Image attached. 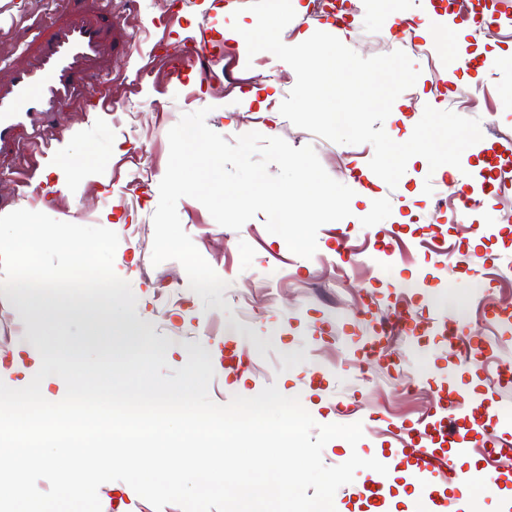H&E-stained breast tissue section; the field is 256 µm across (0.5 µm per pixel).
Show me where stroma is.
Returning <instances> with one entry per match:
<instances>
[{
  "label": "stroma",
  "instance_id": "stroma-1",
  "mask_svg": "<svg viewBox=\"0 0 512 512\" xmlns=\"http://www.w3.org/2000/svg\"><path fill=\"white\" fill-rule=\"evenodd\" d=\"M180 11L169 0H110L113 52L101 79L111 86L107 110L94 108L87 88H77L57 116L59 141L47 159L35 154L27 132L0 148V215L18 209L35 210L20 173L35 171L37 180L56 187L52 204L40 207L58 221H73L77 210L88 213V225L114 231L119 244L116 274L129 282L137 298L134 313L118 312L111 327L95 328L84 311L54 314L74 347L98 354L107 346L127 347L121 330L135 324L140 336H153L167 347V362L178 368L188 352L210 354L215 375L210 398L219 404L233 396L252 397L276 385L289 397H299L315 422L363 423L357 445L336 438L322 452L326 465L345 463L351 455L370 459L383 450L389 421L416 425L427 415L430 396L464 386L469 396L492 401L500 412L495 429L512 433V387L495 383L490 367L469 365L457 372L448 339L435 330L448 320L447 305L463 303L456 325L463 335L490 337L497 364L512 363V187L498 188L493 205L465 211L456 222L437 211L435 203L446 187L445 175L470 182L480 192L474 172L480 160L501 146H512V0H504L495 40L474 41L449 29L451 41L465 50L449 62L448 49L436 42L434 29H417L426 49L411 53L419 77L394 102L383 123L397 142L410 138L425 106L450 110L481 121L482 138L468 147L457 168L430 170L424 157H412L396 188L373 177L371 144H337L294 126L280 112L296 83L294 70L272 53L248 55L241 29L255 27L246 11L248 0H180ZM341 41L359 55L371 57L402 49L401 36L387 33L378 0H353ZM67 0H0V82L8 67L33 53L48 35L45 17L68 19ZM167 18L168 28L155 27ZM224 43L212 57L207 83L197 78H171L153 48L164 42L195 37L200 29ZM443 83L431 92L433 72ZM207 109L209 128L234 141L256 131L280 137L293 147L312 146L326 172L353 188L349 217L329 222L317 233L312 257L292 253L285 240L267 232L266 217L257 214L245 229L215 222L199 201L183 197L177 213L183 230L218 276L227 282V308L201 301L175 260L151 262L159 183L169 158L168 132L182 114ZM89 157L81 168L60 171V156ZM372 177L366 190L358 176ZM432 193H425V184ZM345 228L352 246L366 256L357 264L336 251V230ZM391 254H384L382 245ZM483 253L497 255L496 264L478 262ZM429 275L427 291L413 288L415 278ZM406 299L421 325L383 337L376 346L363 386L356 362L370 327L354 318L355 310L372 317H389L393 303ZM20 332L18 351L0 354V381L18 389L39 370L34 339L42 327L10 296L0 293V332ZM419 389L409 396L399 389L401 376ZM101 512H155L123 481L98 489Z\"/></svg>",
  "mask_w": 512,
  "mask_h": 512
}]
</instances>
